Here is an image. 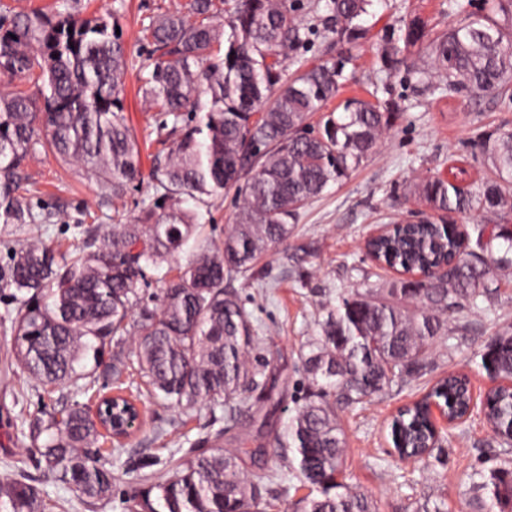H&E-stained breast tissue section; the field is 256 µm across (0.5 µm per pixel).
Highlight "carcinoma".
Instances as JSON below:
<instances>
[{
	"label": "carcinoma",
	"instance_id": "carcinoma-1",
	"mask_svg": "<svg viewBox=\"0 0 512 512\" xmlns=\"http://www.w3.org/2000/svg\"><path fill=\"white\" fill-rule=\"evenodd\" d=\"M373 0H329L324 33L348 49L300 65L283 80L314 28L299 17L300 0H188L186 10L149 18L144 37L161 60L142 77L144 101L156 110L166 162L152 173L162 203L143 208L128 224L80 231L78 244L43 237L51 213H36L27 197L25 167L41 153L77 164L120 199L141 178V155L123 114L128 62L122 36L102 18L42 10L0 15V76L44 88L40 97L0 92V224L22 234L0 266V288H12L16 313L6 312L14 336L16 371L40 398L86 379L88 402L46 414L30 437L38 441L34 467L56 474L93 508L112 498V475L96 465L121 448H107L90 412L100 389L162 402L190 417L203 406L224 411L227 427L271 397L277 365L267 356L252 314L227 283L252 278L272 249L286 242L293 221L325 188L347 177L374 153L382 135L403 118L394 102L350 98L309 129L312 116L340 91L351 49L367 39ZM460 22L431 37L421 17L387 31L377 48L378 69L389 75L418 48L426 64L410 70L448 96L488 95L512 101V0H449ZM198 115L180 125L181 114ZM485 174L464 184L458 173L428 176L409 192L421 209L394 220L401 228L371 243L391 268L426 272L376 288H348L339 305L324 306L318 335L301 354L306 395L275 437L281 467L310 489L298 512H377L373 498L337 481L345 434L336 406L355 407L394 380L417 375L437 339L465 329L460 313L491 299L504 272L512 273V131L498 128L472 142ZM234 191L237 212L213 243L185 198L217 199ZM477 214L462 232L454 216ZM186 262H174L188 242ZM155 273L159 292L145 300L139 285ZM482 366L512 381V322L486 344ZM101 388H96V382ZM436 395L448 417L462 419L471 401L453 375ZM489 423L512 446V388L493 395ZM395 447L420 460L433 431L421 405L392 425ZM245 448L217 443L179 457L167 476L146 477L123 497L124 512H271L263 486L249 479ZM490 493L477 512L512 509V460L480 474ZM55 504L29 474L0 480V512H52Z\"/></svg>",
	"mask_w": 512,
	"mask_h": 512
}]
</instances>
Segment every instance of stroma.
Wrapping results in <instances>:
<instances>
[{
  "instance_id": "1",
  "label": "stroma",
  "mask_w": 512,
  "mask_h": 512,
  "mask_svg": "<svg viewBox=\"0 0 512 512\" xmlns=\"http://www.w3.org/2000/svg\"><path fill=\"white\" fill-rule=\"evenodd\" d=\"M67 2L79 16L102 15L119 26L128 57L124 113L141 148L144 168L163 165L155 114L139 93L140 76L153 63L151 48L142 39V25L151 16L180 9L186 0ZM371 11L369 21L376 35L386 28H401L414 16L424 18L434 33L452 21L448 0H374ZM355 56V63L346 68L340 99L365 97L373 91L400 104L403 119L370 159L347 179L330 184L300 213L287 244L267 258L254 279L230 284L269 338L266 354L279 360L277 389L285 395L266 425L245 417L224 434L225 448L263 449V456L246 464L256 479L275 469L269 453L273 438L285 429L296 401L305 393L300 348L318 331L320 307L337 304L342 289L368 288L398 277L392 270L379 271L367 256L364 241L369 232L409 209L406 196L420 178L447 174L452 167L464 169L465 181L482 178L483 160L472 149V141L482 132L512 129V101L450 97L427 89L407 72L382 74L369 42L356 49ZM26 172L34 188V209L53 213L49 233L64 243L72 241L88 219L108 230L137 218L155 196L154 188L143 183L130 185L122 200H113L110 190L50 154L30 162ZM465 318L470 324L465 336L452 346L437 341L420 377L396 381L369 403L338 412L346 436L339 479L371 495L378 512H412L417 501L439 505L442 512H472L473 474L500 465L504 457L505 445L480 412L448 427L440 447L426 460L404 461L394 451L391 424L399 411L430 393L449 374L469 376L478 405L496 387L481 364V354L503 320L512 319V277L501 278L497 294L480 301L478 311L466 313ZM41 415L42 404L26 375H15L10 385L0 384V476L34 471L39 487L58 501L56 512H122L121 498L141 476L164 470L170 460L213 439L217 430L207 408L185 420L174 407L146 404L144 421L125 441L121 457L103 462L114 477L112 499L93 511L53 474L34 470L29 433Z\"/></svg>"
}]
</instances>
